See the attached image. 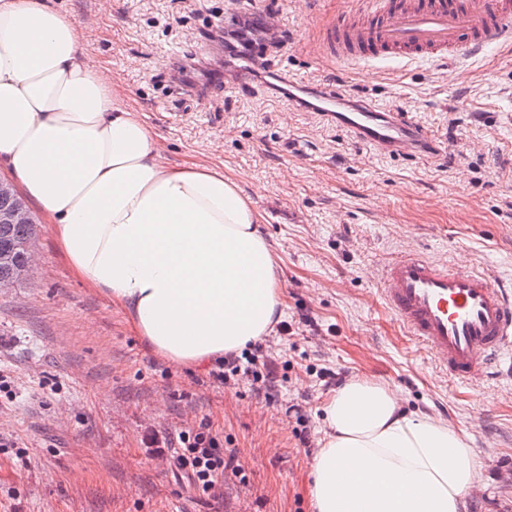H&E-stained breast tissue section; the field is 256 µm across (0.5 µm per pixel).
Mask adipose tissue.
Listing matches in <instances>:
<instances>
[{"label": "adipose tissue", "mask_w": 512, "mask_h": 512, "mask_svg": "<svg viewBox=\"0 0 512 512\" xmlns=\"http://www.w3.org/2000/svg\"><path fill=\"white\" fill-rule=\"evenodd\" d=\"M79 24L53 0H0V166L46 215L73 271L165 358L199 365L268 335L278 262L222 169L162 159ZM312 512H465L482 462L462 429L409 414L355 375L323 407Z\"/></svg>", "instance_id": "ef3b65f1"}]
</instances>
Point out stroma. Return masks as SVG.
I'll list each match as a JSON object with an SVG mask.
<instances>
[{"mask_svg":"<svg viewBox=\"0 0 512 512\" xmlns=\"http://www.w3.org/2000/svg\"><path fill=\"white\" fill-rule=\"evenodd\" d=\"M57 2L164 161L223 168L253 199L292 335L268 336L272 394L220 386L210 364L151 349L124 308L73 273L34 210L36 266L0 289V369L14 379L0 393V435L13 442L0 447V512H311L308 472L335 390L323 368L381 379L408 411L468 432L485 493L466 512H512V483L500 477L512 467V378L458 387L399 325L375 279L414 248L512 289V43L445 63L348 64L323 58L318 35L351 0H249L250 21L274 23L256 45L261 73L233 82L201 70L183 94L172 62L207 58L216 26L237 23L234 0ZM274 73L411 113L445 145L430 157L379 153L276 98ZM41 381L50 389L38 400ZM203 420L246 478L226 476L199 501L146 446Z\"/></svg>","mask_w":512,"mask_h":512,"instance_id":"stroma-1","label":"stroma"}]
</instances>
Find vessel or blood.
<instances>
[{
  "instance_id": "obj_1",
  "label": "vessel or blood",
  "mask_w": 512,
  "mask_h": 512,
  "mask_svg": "<svg viewBox=\"0 0 512 512\" xmlns=\"http://www.w3.org/2000/svg\"><path fill=\"white\" fill-rule=\"evenodd\" d=\"M358 10L363 22L341 18L323 31L324 57L444 61L477 57L512 40V0H358ZM274 91L364 146L398 156H429L440 147L410 113L352 101L328 87L298 88L286 79ZM379 283L386 307L452 381L476 384L492 367L512 364V294L487 274L408 249L383 265Z\"/></svg>"
}]
</instances>
